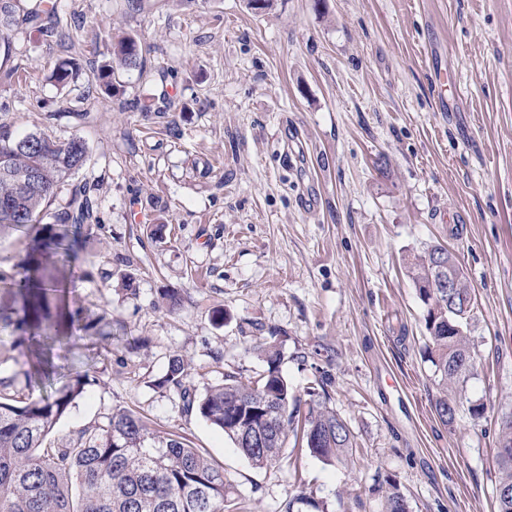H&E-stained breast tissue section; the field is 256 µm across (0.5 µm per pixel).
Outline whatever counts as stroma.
Segmentation results:
<instances>
[{"instance_id": "stroma-1", "label": "stroma", "mask_w": 512, "mask_h": 512, "mask_svg": "<svg viewBox=\"0 0 512 512\" xmlns=\"http://www.w3.org/2000/svg\"><path fill=\"white\" fill-rule=\"evenodd\" d=\"M68 26L0 42V123L81 136L100 221L65 305L80 324L34 374L49 326L0 329V377L51 395L92 382L52 440L126 407L223 466L241 512H497L500 417L512 409V0H57ZM132 32L142 69L88 92L105 30ZM75 61L66 86L55 63ZM86 118H76V111ZM39 226L0 230L22 275ZM454 252L475 298L476 364L442 425L425 306L407 255ZM134 277L135 295L117 290ZM183 297L166 311L164 290ZM275 342L294 395L325 381L358 444L329 464L287 441L254 467L158 388L170 356L197 390L254 376ZM481 415H472L475 405ZM386 484L383 494L384 510L382 512H409L399 484L395 480H387Z\"/></svg>"}]
</instances>
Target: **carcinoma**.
I'll return each instance as SVG.
<instances>
[{
    "mask_svg": "<svg viewBox=\"0 0 512 512\" xmlns=\"http://www.w3.org/2000/svg\"><path fill=\"white\" fill-rule=\"evenodd\" d=\"M16 0H0V39L8 42L15 21ZM28 24L53 31L62 26L54 0L43 9L27 13ZM112 65L97 80L112 85L108 77L117 69L140 65L135 36L103 35ZM87 145L75 135L64 143L47 131L14 135L0 123V229L44 224L46 237L31 248L34 267L17 279L0 273V288L13 291L24 322L13 318L14 307L0 306V326H37L50 316V295L58 277L43 265L51 249L77 257L82 240L68 238V229L90 228L99 223L94 214L93 187L69 191L50 210L66 179L86 162ZM35 170L39 190L21 192L11 175ZM52 223L47 224L45 220ZM407 272L426 307L429 334L428 358L434 367L439 397V421L453 423L455 394L471 371L476 357L470 345V320L474 295L456 255L443 246H431L406 259ZM453 275L457 287L441 291L432 287L441 277ZM267 369L244 381L233 373L224 382L199 394L188 385L190 364L181 356L169 360L158 386L174 391L186 414H197L222 430L254 466L277 462L288 436L325 462L351 461L356 442L347 423L326 401L313 399L305 414L280 373L282 355L272 343L260 350ZM88 374L78 373L51 396L22 397L8 392L12 381L0 378V512H237L239 496L224 481V468L215 465L200 449L176 435L156 434L143 416L116 408L102 423L76 431L59 443L46 442L58 420L80 397ZM275 424V443L258 448L246 437L265 432ZM498 512H512V411L501 416L498 433ZM383 512H409L404 494L394 480L386 481Z\"/></svg>",
    "mask_w": 512,
    "mask_h": 512,
    "instance_id": "1",
    "label": "carcinoma"
}]
</instances>
